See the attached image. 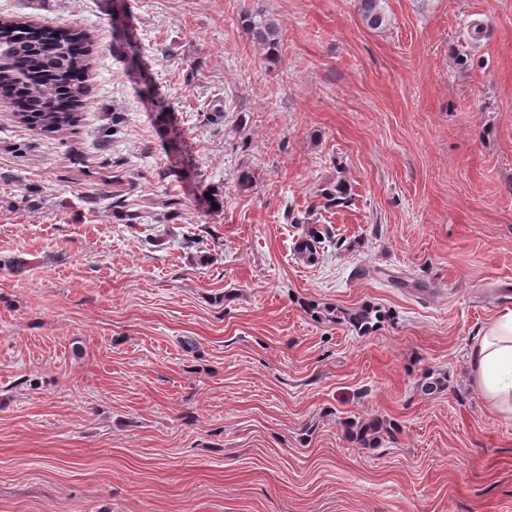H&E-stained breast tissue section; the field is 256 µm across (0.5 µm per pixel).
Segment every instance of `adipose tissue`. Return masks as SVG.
<instances>
[{
    "mask_svg": "<svg viewBox=\"0 0 512 512\" xmlns=\"http://www.w3.org/2000/svg\"><path fill=\"white\" fill-rule=\"evenodd\" d=\"M467 365L485 401L512 415V309L506 310L470 348Z\"/></svg>",
    "mask_w": 512,
    "mask_h": 512,
    "instance_id": "ef3b65f1",
    "label": "adipose tissue"
}]
</instances>
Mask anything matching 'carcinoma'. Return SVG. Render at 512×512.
Returning a JSON list of instances; mask_svg holds the SVG:
<instances>
[{
  "label": "carcinoma",
  "mask_w": 512,
  "mask_h": 512,
  "mask_svg": "<svg viewBox=\"0 0 512 512\" xmlns=\"http://www.w3.org/2000/svg\"><path fill=\"white\" fill-rule=\"evenodd\" d=\"M358 10L370 28H378L385 16L380 0H358ZM245 33L273 58L280 44L277 26L270 20L246 12L242 20ZM87 41L82 30L70 26L57 29L56 37L37 40L26 35L22 24L0 19V96L23 103L21 117L32 130L52 134L72 128L90 97L87 84H75L71 73L85 68V58L73 52L76 41ZM112 210L127 224H139L145 211L134 209L126 198L112 194ZM382 315L362 310L352 322L361 331L374 328L373 320Z\"/></svg>",
  "instance_id": "obj_1"
}]
</instances>
